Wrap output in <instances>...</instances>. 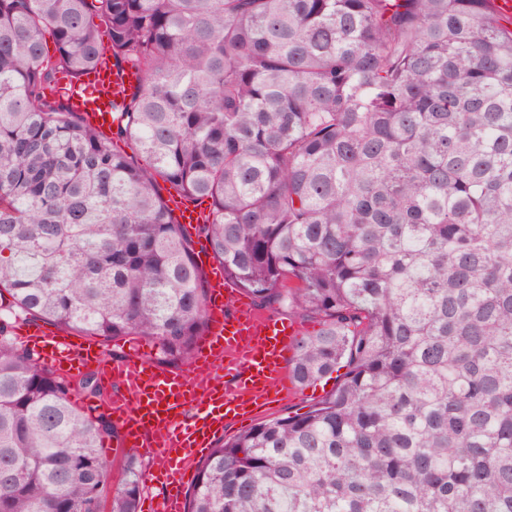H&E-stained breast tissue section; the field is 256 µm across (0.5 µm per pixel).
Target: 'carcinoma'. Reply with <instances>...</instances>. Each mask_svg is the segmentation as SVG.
Masks as SVG:
<instances>
[{
	"mask_svg": "<svg viewBox=\"0 0 512 512\" xmlns=\"http://www.w3.org/2000/svg\"><path fill=\"white\" fill-rule=\"evenodd\" d=\"M493 0H0V512H102V395L16 320L190 359L207 281L158 191L212 200L224 277L319 329L334 391L201 461L187 512H512V19ZM107 33L105 54L100 32ZM54 49H49L48 43ZM139 76L70 107L99 60ZM124 456L112 512H138ZM87 82L91 83L93 94L86 95L84 98L81 94L74 93L71 97V105L73 109L81 111L93 127L100 131L111 130L110 103L111 100L112 102L114 100V92L123 86L128 93H132L139 84V76L128 69L118 68L113 63L112 67L111 64L104 63L98 65L87 75Z\"/></svg>",
	"mask_w": 512,
	"mask_h": 512,
	"instance_id": "carcinoma-1",
	"label": "carcinoma"
}]
</instances>
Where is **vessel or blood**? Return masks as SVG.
I'll use <instances>...</instances> for the list:
<instances>
[{"instance_id": "vessel-or-blood-1", "label": "vessel or blood", "mask_w": 512, "mask_h": 512, "mask_svg": "<svg viewBox=\"0 0 512 512\" xmlns=\"http://www.w3.org/2000/svg\"><path fill=\"white\" fill-rule=\"evenodd\" d=\"M91 97L73 94L71 105L95 128L112 126L111 100L118 88L134 91L133 71L104 63L87 76ZM176 221L192 229L204 219L202 211L169 196ZM208 268L207 328L195 345L192 359L179 371L157 366L147 353L133 352L125 360L106 364L94 339L61 333L42 324H29L20 341L37 350L54 370L67 376L96 367L120 393L94 407L108 414L120 430L121 447L136 448L157 460L165 493L148 503V512H184V494L192 480V465L224 433L228 421L255 416L275 399L292 397L295 388L284 364L293 351L299 328L261 314L240 290L225 280L208 250L195 252ZM224 367L232 386L200 385L201 372Z\"/></svg>"}]
</instances>
